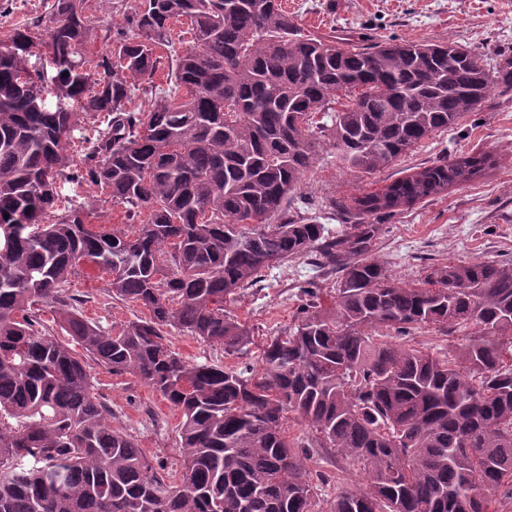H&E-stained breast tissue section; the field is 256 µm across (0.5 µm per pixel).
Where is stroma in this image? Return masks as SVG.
I'll list each match as a JSON object with an SVG mask.
<instances>
[{
    "label": "stroma",
    "instance_id": "stroma-1",
    "mask_svg": "<svg viewBox=\"0 0 512 512\" xmlns=\"http://www.w3.org/2000/svg\"><path fill=\"white\" fill-rule=\"evenodd\" d=\"M132 2L114 0L106 11L98 0H88L86 14L92 28L88 60H96L107 49V28L121 20L125 6ZM283 4L301 28L319 36L349 32L368 39L448 41L490 58L512 50V0H283ZM460 152H489L497 163L473 182L451 189L447 196L386 221L373 255L392 277L410 285L451 262L512 259V91L490 97L458 128L426 140L372 178L343 168L334 151L323 148L290 205L314 208L321 223L337 233L342 226L331 220L323 208L325 202L365 189L370 181L391 180L398 171ZM63 192L79 201L93 200L90 228L126 231L120 206L109 202L96 186L68 184ZM108 283L107 274L94 265H84L68 284L79 300L80 312L105 328L139 316L140 307L110 296ZM335 285V278L324 275L307 258L263 269L255 285L239 290L226 304L227 311L253 328L252 345L228 355L221 346L175 332L168 335L167 343L190 362L237 370L258 367L262 345L293 324L309 293H316L323 307L329 308ZM90 372L99 396L112 410L113 427L131 435L154 463L176 469L179 413L132 376L112 374L95 362ZM288 434L311 448L308 467L317 478L320 512H328L340 489L365 481L359 466L311 447L313 432L306 423L289 419Z\"/></svg>",
    "mask_w": 512,
    "mask_h": 512
}]
</instances>
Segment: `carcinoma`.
I'll return each instance as SVG.
<instances>
[{
    "instance_id": "1",
    "label": "carcinoma",
    "mask_w": 512,
    "mask_h": 512,
    "mask_svg": "<svg viewBox=\"0 0 512 512\" xmlns=\"http://www.w3.org/2000/svg\"><path fill=\"white\" fill-rule=\"evenodd\" d=\"M85 5L51 0L0 33V512H314L290 413L365 471L329 512H489L490 494L512 499V259L449 263L411 286L372 256L384 219L494 158L445 157L332 201L337 235L288 214L322 144L373 175L512 90V56L307 35L281 0H139L91 67ZM182 19L193 46L172 62L160 49ZM33 57L56 67L33 70ZM164 67L170 89L130 110L136 81ZM100 114L78 162L73 133ZM74 181L107 190L133 231L90 230L89 203L60 206ZM308 255L339 275L334 307L305 304L260 370L168 349L173 329L239 352L252 331L227 297ZM84 262L147 314L118 330L84 318L66 288ZM422 326L465 333L456 359L406 344ZM89 359L179 412L178 471L112 427Z\"/></svg>"
}]
</instances>
